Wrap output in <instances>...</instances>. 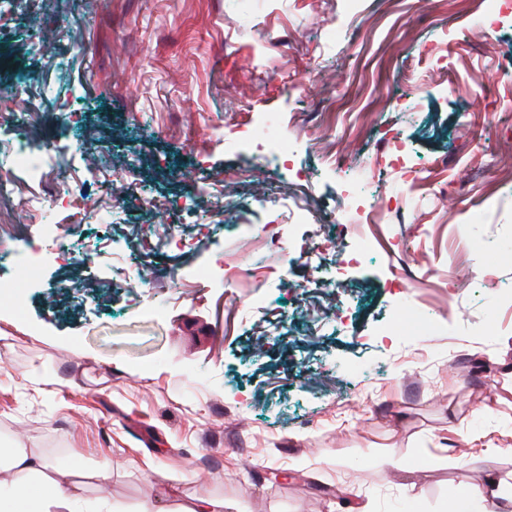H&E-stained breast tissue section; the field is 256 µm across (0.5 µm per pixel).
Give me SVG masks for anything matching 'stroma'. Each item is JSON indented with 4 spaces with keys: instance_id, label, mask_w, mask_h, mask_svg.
Returning a JSON list of instances; mask_svg holds the SVG:
<instances>
[{
    "instance_id": "obj_1",
    "label": "stroma",
    "mask_w": 512,
    "mask_h": 512,
    "mask_svg": "<svg viewBox=\"0 0 512 512\" xmlns=\"http://www.w3.org/2000/svg\"><path fill=\"white\" fill-rule=\"evenodd\" d=\"M477 2L0 0V89L52 152L0 190L43 251L80 256L0 310V446L76 459L80 512L168 490L224 512H447L489 475L512 512V455L485 454L512 444V18L486 27ZM262 113L291 167L221 142L262 139ZM349 171L404 208L362 223L339 205ZM66 174L78 203L44 211L42 238L25 201ZM284 195L308 214L289 255L229 290L197 277ZM158 224L192 248L156 246ZM461 227L474 251L452 270ZM372 234L383 247L344 265ZM412 308L441 331L416 333Z\"/></svg>"
}]
</instances>
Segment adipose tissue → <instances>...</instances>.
Segmentation results:
<instances>
[{
  "label": "adipose tissue",
  "mask_w": 512,
  "mask_h": 512,
  "mask_svg": "<svg viewBox=\"0 0 512 512\" xmlns=\"http://www.w3.org/2000/svg\"><path fill=\"white\" fill-rule=\"evenodd\" d=\"M49 460L27 448H0V512H76L79 495L48 478Z\"/></svg>",
  "instance_id": "1"
}]
</instances>
